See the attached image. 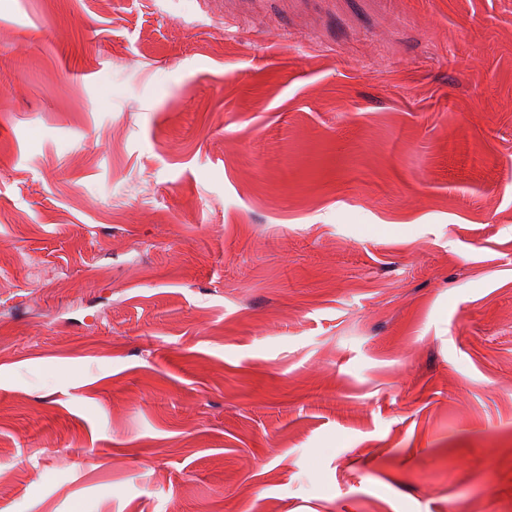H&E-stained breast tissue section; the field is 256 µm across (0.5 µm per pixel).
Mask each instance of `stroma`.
I'll list each match as a JSON object with an SVG mask.
<instances>
[{"instance_id": "obj_1", "label": "stroma", "mask_w": 512, "mask_h": 512, "mask_svg": "<svg viewBox=\"0 0 512 512\" xmlns=\"http://www.w3.org/2000/svg\"><path fill=\"white\" fill-rule=\"evenodd\" d=\"M0 512H512V0H0Z\"/></svg>"}]
</instances>
